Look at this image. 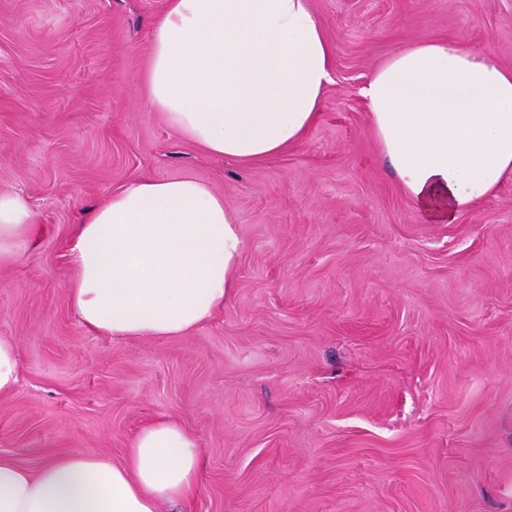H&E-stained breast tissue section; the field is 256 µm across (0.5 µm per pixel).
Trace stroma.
<instances>
[{"label":"stroma","mask_w":512,"mask_h":512,"mask_svg":"<svg viewBox=\"0 0 512 512\" xmlns=\"http://www.w3.org/2000/svg\"><path fill=\"white\" fill-rule=\"evenodd\" d=\"M332 49L317 121L251 163L208 156L146 108L165 0H0V193L37 246L0 267V456L37 470L121 463L160 416L201 449L183 512H512V177L424 223L384 162L362 94L401 48L453 38L512 68V0H310ZM138 177L223 194L244 250L190 335L115 342L69 307L88 211ZM20 362L14 339L0 336V395L15 391L19 384Z\"/></svg>","instance_id":"obj_1"}]
</instances>
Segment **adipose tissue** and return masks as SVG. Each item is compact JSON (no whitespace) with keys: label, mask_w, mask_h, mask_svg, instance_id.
Returning a JSON list of instances; mask_svg holds the SVG:
<instances>
[{"label":"adipose tissue","mask_w":512,"mask_h":512,"mask_svg":"<svg viewBox=\"0 0 512 512\" xmlns=\"http://www.w3.org/2000/svg\"><path fill=\"white\" fill-rule=\"evenodd\" d=\"M145 102L206 154L254 161L316 122L332 50L310 0H166L150 27ZM381 153L423 220L447 224L512 175V69L433 38L389 56L364 90ZM36 214L0 194V267L35 241ZM243 252L223 195L190 177L129 181L76 229L69 306L115 341L187 336L222 308ZM196 435L160 417L123 463L93 451L29 471L0 457V512H162L197 492Z\"/></svg>","instance_id":"obj_1"}]
</instances>
